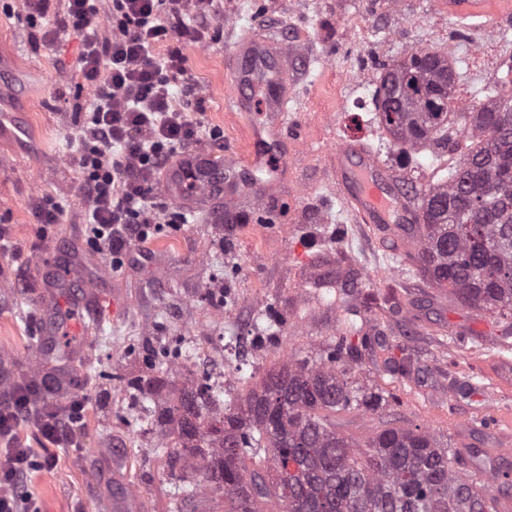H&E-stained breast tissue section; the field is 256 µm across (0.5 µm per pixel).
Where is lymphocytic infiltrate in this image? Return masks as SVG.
I'll list each match as a JSON object with an SVG mask.
<instances>
[{"label":"lymphocytic infiltrate","mask_w":512,"mask_h":512,"mask_svg":"<svg viewBox=\"0 0 512 512\" xmlns=\"http://www.w3.org/2000/svg\"><path fill=\"white\" fill-rule=\"evenodd\" d=\"M211 2L197 0L191 14L186 0H112L107 34L98 24L102 0H68L60 29L81 37L78 75L92 90L79 159L90 201L85 224L114 268L163 225L186 223V213L159 199L157 176L202 134L219 137L194 117L192 90L175 89L187 73L183 43L205 41L214 18ZM84 409L77 399L46 404L33 382L14 386L0 401V512H40L20 487L32 470L57 465L55 448L76 447ZM26 423L37 429L46 452L27 446L21 436Z\"/></svg>","instance_id":"obj_1"}]
</instances>
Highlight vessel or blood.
Wrapping results in <instances>:
<instances>
[{
  "instance_id": "b4317fda",
  "label": "vessel or blood",
  "mask_w": 512,
  "mask_h": 512,
  "mask_svg": "<svg viewBox=\"0 0 512 512\" xmlns=\"http://www.w3.org/2000/svg\"><path fill=\"white\" fill-rule=\"evenodd\" d=\"M440 9L463 24H478L512 13V0H441ZM262 90L264 115L251 125L245 150L221 153L199 149L177 156L162 180L163 191L186 207L205 210L213 196L226 209L244 199L264 200L275 195L278 184L263 179L273 165L274 153L288 120V60L285 49L267 38H247L231 50L229 91L236 111L254 108L255 90ZM329 167L345 207L357 222L384 229L397 244H411L409 225L420 213L407 199L398 172L382 164L373 149L358 141L337 142L328 152Z\"/></svg>"
}]
</instances>
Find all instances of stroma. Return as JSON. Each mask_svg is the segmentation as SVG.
Here are the masks:
<instances>
[{
  "label": "stroma",
  "mask_w": 512,
  "mask_h": 512,
  "mask_svg": "<svg viewBox=\"0 0 512 512\" xmlns=\"http://www.w3.org/2000/svg\"><path fill=\"white\" fill-rule=\"evenodd\" d=\"M206 43L187 44L188 76L205 100L206 128L224 134L225 146L244 148L252 112L227 105L225 51L244 36L270 38L288 49L289 116L280 155L295 197L226 214L215 207L194 222L162 227L146 249L131 248L121 270L95 248L83 223L87 196L79 157L90 89L79 83L80 37L69 34L34 48L25 21L28 0H0V228L22 248L24 263L0 252V397L10 385L65 374L75 381L68 398L86 404L78 445L59 448L50 470L31 472L27 486L41 512H114L115 496L137 503L136 512H171L178 473L160 452L145 456L137 443H122L116 386L133 378L151 385L152 398H178L189 370L150 367L127 355L144 353L162 337L197 331L225 339L253 336L262 351L244 369L248 387L285 359L317 356L342 336L347 323L362 326L373 346L352 337L348 360L361 383L395 395L386 411L337 413V431L362 438L394 420L433 430L452 448L496 453L512 433V383L493 371L504 351V319L475 311L433 288L405 249L366 224L353 223L337 195L327 163L336 141L379 145L383 160L396 151L388 134L363 113L355 123V80L373 65L401 58L409 47L443 51L458 43L453 60L459 92L473 103L500 89L503 60L512 59V14L485 31L455 41L456 20L435 0H223ZM54 196L64 207L61 224L40 240L36 205ZM346 255V276L317 279L305 271L307 256ZM243 270L229 278L242 299L212 311L211 281L230 262ZM72 271L66 287L52 288L53 270ZM92 293V312L78 307ZM76 328L87 344L83 358L67 354L56 327ZM44 337L41 353L31 337ZM474 375L475 394L457 395L451 381ZM494 423L484 429L483 416Z\"/></svg>",
  "instance_id": "stroma-1"
}]
</instances>
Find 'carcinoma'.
<instances>
[{"mask_svg": "<svg viewBox=\"0 0 512 512\" xmlns=\"http://www.w3.org/2000/svg\"><path fill=\"white\" fill-rule=\"evenodd\" d=\"M375 120L410 159L430 145L450 149L448 179L414 190L422 223L414 253L431 284L480 312L512 315V94L460 105L456 72L432 50L378 66ZM438 88L439 111L423 91ZM398 97L397 112L385 105ZM342 336L318 356L270 369L240 404L208 410L188 390L157 405L158 423L176 424L169 458L194 476L193 490L218 491L224 512H498L512 475L477 470L419 426H389L356 441L329 414L385 410L391 395L361 385ZM264 454L265 465L248 460Z\"/></svg>", "mask_w": 512, "mask_h": 512, "instance_id": "obj_1", "label": "carcinoma"}]
</instances>
